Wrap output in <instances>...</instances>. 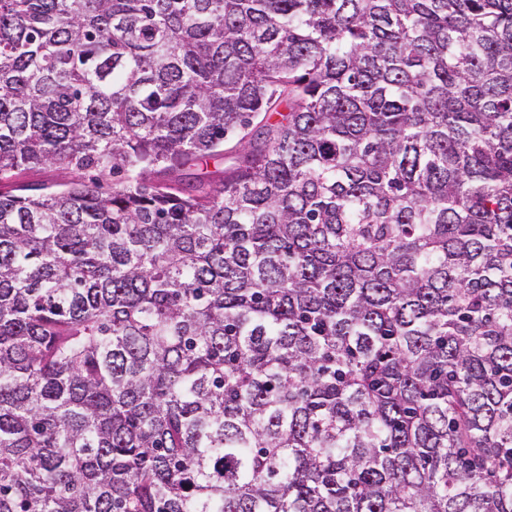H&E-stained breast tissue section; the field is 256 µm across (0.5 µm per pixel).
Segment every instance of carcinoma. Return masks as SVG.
<instances>
[{
	"mask_svg": "<svg viewBox=\"0 0 512 512\" xmlns=\"http://www.w3.org/2000/svg\"><path fill=\"white\" fill-rule=\"evenodd\" d=\"M50 166L0 512H512V0H0V182Z\"/></svg>",
	"mask_w": 512,
	"mask_h": 512,
	"instance_id": "1",
	"label": "carcinoma"
}]
</instances>
